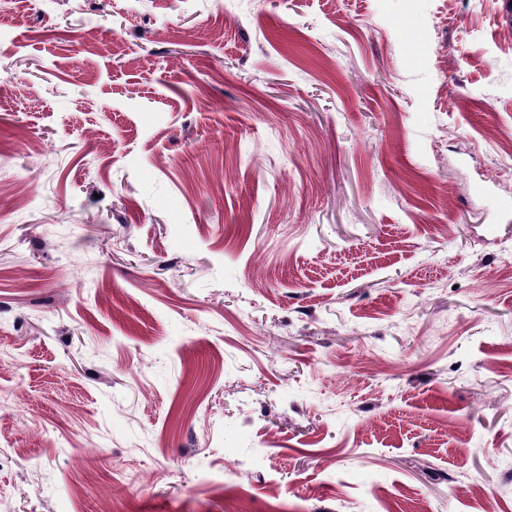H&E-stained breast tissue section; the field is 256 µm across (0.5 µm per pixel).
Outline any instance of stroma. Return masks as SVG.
<instances>
[{
  "label": "stroma",
  "instance_id": "35a3bbf8",
  "mask_svg": "<svg viewBox=\"0 0 512 512\" xmlns=\"http://www.w3.org/2000/svg\"><path fill=\"white\" fill-rule=\"evenodd\" d=\"M0 82V512H512L502 0H0Z\"/></svg>",
  "mask_w": 512,
  "mask_h": 512
}]
</instances>
